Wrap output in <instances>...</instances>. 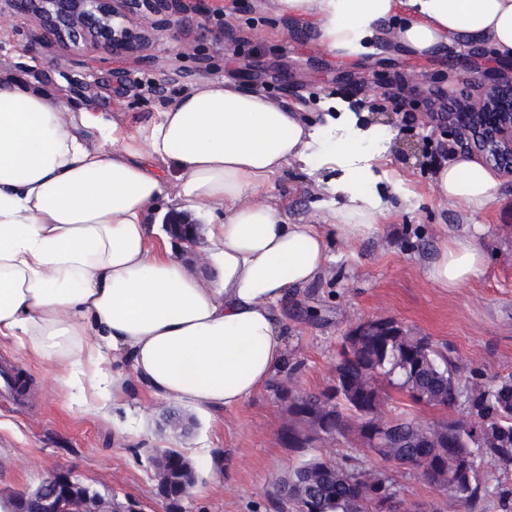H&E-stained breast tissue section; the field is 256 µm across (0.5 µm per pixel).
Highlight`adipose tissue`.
Here are the masks:
<instances>
[{
  "label": "adipose tissue",
  "mask_w": 512,
  "mask_h": 512,
  "mask_svg": "<svg viewBox=\"0 0 512 512\" xmlns=\"http://www.w3.org/2000/svg\"><path fill=\"white\" fill-rule=\"evenodd\" d=\"M310 16L330 54L356 58L406 9L398 40L411 54L450 39L488 42L512 58V0H275ZM370 130L352 114L297 113L262 94L204 79L132 128L0 76V336L53 362L88 410L107 415L129 362L155 398L200 409L241 406L282 367V309L331 259L316 224L289 223L277 181L289 165L330 172L328 218L341 237L377 226L389 203L372 188ZM498 182L480 162L440 168L437 196L468 208ZM171 196L204 214L218 274L206 286L156 240L154 203ZM476 232L449 231L427 275L441 288L479 276Z\"/></svg>",
  "instance_id": "adipose-tissue-1"
}]
</instances>
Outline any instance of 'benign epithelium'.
<instances>
[{
	"mask_svg": "<svg viewBox=\"0 0 512 512\" xmlns=\"http://www.w3.org/2000/svg\"><path fill=\"white\" fill-rule=\"evenodd\" d=\"M14 14L34 15L47 34L76 48H101L113 54L134 51L139 34L119 25L114 19L129 13L166 14L176 9L180 0H12ZM472 71L483 78V107L460 122L451 118L454 128L468 131L457 138L463 153L480 152L493 162L502 175L512 177V73H495L484 67L487 50L471 46L467 50ZM339 84L351 86L365 96L381 89L370 74L361 77L348 71L337 76ZM168 232L182 243L194 247L199 225L187 216L172 212L166 218ZM24 512H137L123 506L109 494L83 491L73 476L64 470L49 473L37 487L23 495Z\"/></svg>",
	"mask_w": 512,
	"mask_h": 512,
	"instance_id": "benign-epithelium-1",
	"label": "benign epithelium"
}]
</instances>
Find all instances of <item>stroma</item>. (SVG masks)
I'll return each instance as SVG.
<instances>
[{
	"label": "stroma",
	"mask_w": 512,
	"mask_h": 512,
	"mask_svg": "<svg viewBox=\"0 0 512 512\" xmlns=\"http://www.w3.org/2000/svg\"><path fill=\"white\" fill-rule=\"evenodd\" d=\"M0 73L65 96L76 107L93 105L97 115L133 124L152 120L165 103L209 78L245 86L244 62L264 70L259 86L272 101L307 119L333 109L355 112L373 128L385 151L376 173L392 208L362 239L333 237V260L315 283L300 289L283 312L285 361L270 381L242 406L201 411L184 406L188 434L162 426L168 400L147 394L129 380L122 406L111 417L91 413L57 379L54 364L18 351L0 338V362L12 364L30 382L26 397L0 395V500L33 489L49 472L63 469L91 489L135 503L138 512H281L277 488L302 457L282 433L290 419L289 392L319 393L330 387L344 336L360 320L389 318L430 337L458 367L460 380L512 375V179L500 177L494 199L478 209L441 201L436 175L448 162L436 154L456 134L431 121L424 94L471 93L462 52L450 40L435 55L406 52L394 28L377 35L357 59L327 53L307 18L278 14L271 0H199L196 8L166 17L131 14L128 27L144 41L132 53L67 48L46 35L35 16L17 17L11 0H0ZM245 36L243 45L215 39L217 23ZM390 57L399 72L424 80L405 106L369 111L362 97L336 84L343 69L368 72ZM277 194L289 221L319 224L320 190L315 177L292 165ZM480 225L487 254L483 273L453 289L427 276L445 228ZM125 424L138 431L123 438ZM175 448L196 466L197 485L174 501L153 475L156 450ZM405 505L430 503L441 512H463L446 491L430 486L419 470L392 471Z\"/></svg>",
	"instance_id": "35a3bbf8"
}]
</instances>
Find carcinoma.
<instances>
[{"instance_id": "carcinoma-1", "label": "carcinoma", "mask_w": 512, "mask_h": 512, "mask_svg": "<svg viewBox=\"0 0 512 512\" xmlns=\"http://www.w3.org/2000/svg\"><path fill=\"white\" fill-rule=\"evenodd\" d=\"M383 324L395 335L358 336L354 328L343 337L331 387L293 395L288 447L351 438L388 467L420 470L465 512H475L485 496L477 459L488 457L512 473V376L474 378L463 386L457 366L429 337L394 320ZM391 390L445 413L463 405L466 415L432 425L389 417ZM280 486L291 512H383L386 498L402 504L383 472L360 471L323 455L299 460Z\"/></svg>"}]
</instances>
